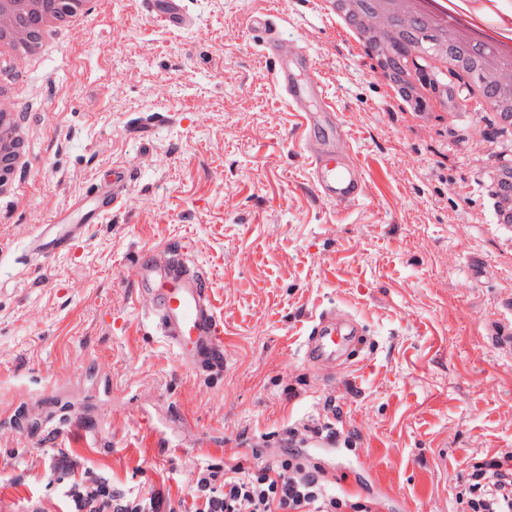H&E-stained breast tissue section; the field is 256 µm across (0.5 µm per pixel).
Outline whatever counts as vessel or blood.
Masks as SVG:
<instances>
[{
    "label": "vessel or blood",
    "mask_w": 512,
    "mask_h": 512,
    "mask_svg": "<svg viewBox=\"0 0 512 512\" xmlns=\"http://www.w3.org/2000/svg\"><path fill=\"white\" fill-rule=\"evenodd\" d=\"M148 19L174 31H186L194 21L186 0H141ZM266 12L250 14L246 29L262 36L261 53L270 67L273 82L297 112L306 139L321 145L310 161L309 181L314 193L339 205L361 199L365 185L354 163L337 159V151L348 148L347 135L332 120L334 106L312 80H299L309 70L311 57L305 51L281 56L279 39L270 30ZM131 179V171L114 166L112 176L93 182L72 205L51 217L30 250V260L42 263L56 250L82 237L87 225L102 224L111 216ZM137 293L143 310L155 328L199 371L222 366L223 323L217 315L208 277L189 265L183 254L167 248L150 251L138 264ZM360 323L351 315L332 310L319 314L303 343L305 359L314 365L336 360L348 346L359 344Z\"/></svg>",
    "instance_id": "vessel-or-blood-1"
}]
</instances>
